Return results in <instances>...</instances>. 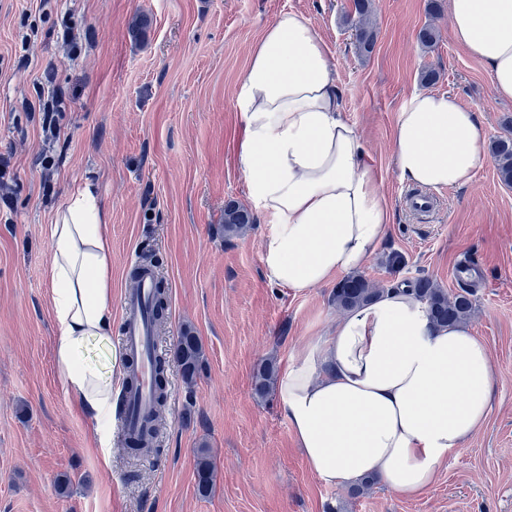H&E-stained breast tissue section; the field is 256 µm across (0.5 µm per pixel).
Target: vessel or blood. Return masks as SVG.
Masks as SVG:
<instances>
[{
    "label": "vessel or blood",
    "mask_w": 512,
    "mask_h": 512,
    "mask_svg": "<svg viewBox=\"0 0 512 512\" xmlns=\"http://www.w3.org/2000/svg\"><path fill=\"white\" fill-rule=\"evenodd\" d=\"M157 277L142 270L132 288L120 297L122 348L127 356L125 387L116 405L121 430L127 436H140L154 421V325L152 301Z\"/></svg>",
    "instance_id": "b4317fda"
}]
</instances>
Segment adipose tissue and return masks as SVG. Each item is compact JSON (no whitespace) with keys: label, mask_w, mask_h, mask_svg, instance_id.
Instances as JSON below:
<instances>
[{"label":"adipose tissue","mask_w":512,"mask_h":512,"mask_svg":"<svg viewBox=\"0 0 512 512\" xmlns=\"http://www.w3.org/2000/svg\"><path fill=\"white\" fill-rule=\"evenodd\" d=\"M448 33L488 67L512 100V0H450ZM337 68L320 29L281 13L250 53L234 105L243 124L237 163L252 209L268 222L267 278L301 293L361 268L389 235L392 211L375 168L342 112ZM392 140L401 182L439 189L468 182L485 159L476 112L447 94L412 93ZM54 358L64 390L106 423L117 390L88 363L112 344V248L97 186L84 181L50 226ZM280 411L308 467L328 487L375 477L405 497L423 495L439 464L484 425L492 367L461 324L437 325L407 286L344 312L312 337L277 381Z\"/></svg>","instance_id":"obj_1"}]
</instances>
